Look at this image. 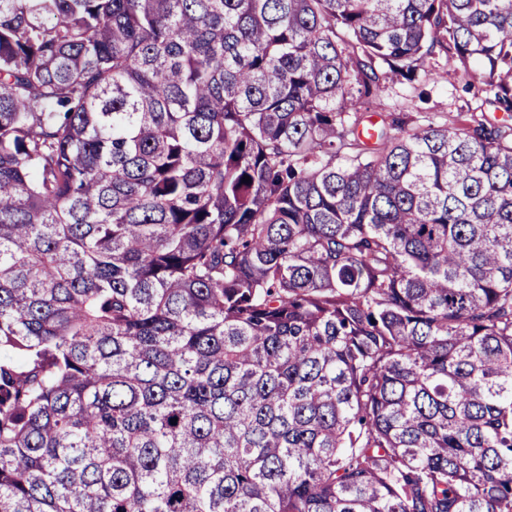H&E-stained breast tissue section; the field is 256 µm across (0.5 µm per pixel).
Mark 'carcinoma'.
<instances>
[{"mask_svg": "<svg viewBox=\"0 0 512 512\" xmlns=\"http://www.w3.org/2000/svg\"><path fill=\"white\" fill-rule=\"evenodd\" d=\"M437 52L512 114V0H0V512H512V125L360 113Z\"/></svg>", "mask_w": 512, "mask_h": 512, "instance_id": "cac0c4a2", "label": "carcinoma"}]
</instances>
